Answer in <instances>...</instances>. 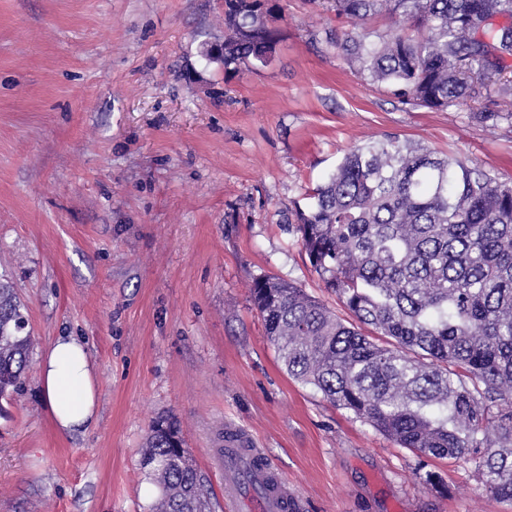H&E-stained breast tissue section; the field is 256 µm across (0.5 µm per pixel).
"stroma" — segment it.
Listing matches in <instances>:
<instances>
[{"label":"stroma","instance_id":"1","mask_svg":"<svg viewBox=\"0 0 512 512\" xmlns=\"http://www.w3.org/2000/svg\"><path fill=\"white\" fill-rule=\"evenodd\" d=\"M280 4L271 66L228 71L204 54L224 0H0V275L34 341L0 403V512H150L140 460L162 416L212 512L228 422L304 512H512L470 465L418 457L289 377L251 302L275 276L349 319L294 219L357 144H420L512 182V123L407 104L327 42L348 24L324 0ZM59 336L84 339L98 381L96 422L70 436L39 394Z\"/></svg>","mask_w":512,"mask_h":512}]
</instances>
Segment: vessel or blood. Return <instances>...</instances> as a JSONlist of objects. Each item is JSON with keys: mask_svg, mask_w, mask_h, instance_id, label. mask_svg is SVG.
Instances as JSON below:
<instances>
[{"mask_svg": "<svg viewBox=\"0 0 512 512\" xmlns=\"http://www.w3.org/2000/svg\"><path fill=\"white\" fill-rule=\"evenodd\" d=\"M302 504L280 469L250 437L224 429L225 512H300Z\"/></svg>", "mask_w": 512, "mask_h": 512, "instance_id": "obj_1", "label": "vessel or blood"}]
</instances>
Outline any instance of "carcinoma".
I'll return each instance as SVG.
<instances>
[{"label":"carcinoma","mask_w":512,"mask_h":512,"mask_svg":"<svg viewBox=\"0 0 512 512\" xmlns=\"http://www.w3.org/2000/svg\"><path fill=\"white\" fill-rule=\"evenodd\" d=\"M336 48L357 72L436 110L474 104L512 121V0H334ZM269 0H224V68L270 65ZM396 26L372 34L375 16ZM297 213L302 247L353 321L301 286L254 281L253 306L288 376L402 448L474 466L486 496L512 500V184L397 139L348 152ZM0 283V400L22 384L32 339ZM180 434L152 422L141 467L155 512H210Z\"/></svg>","instance_id":"cac0c4a2"}]
</instances>
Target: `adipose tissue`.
Returning a JSON list of instances; mask_svg holds the SVG:
<instances>
[{"mask_svg":"<svg viewBox=\"0 0 512 512\" xmlns=\"http://www.w3.org/2000/svg\"><path fill=\"white\" fill-rule=\"evenodd\" d=\"M39 383L60 433L71 435L95 422L97 379L81 341L56 339L41 361Z\"/></svg>","mask_w":512,"mask_h":512,"instance_id":"obj_1","label":"adipose tissue"}]
</instances>
